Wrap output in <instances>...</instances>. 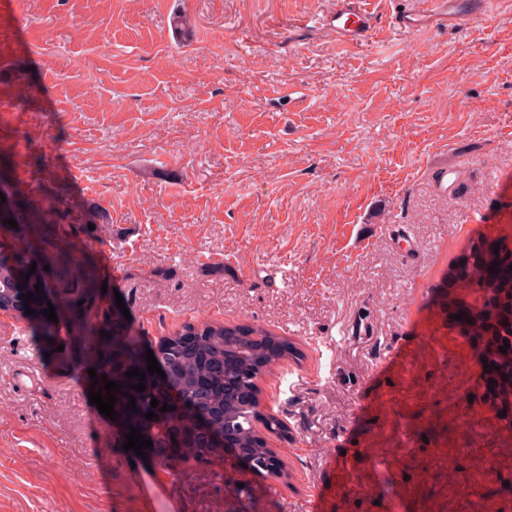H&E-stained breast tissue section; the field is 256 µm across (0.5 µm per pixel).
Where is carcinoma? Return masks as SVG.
<instances>
[{
  "mask_svg": "<svg viewBox=\"0 0 512 512\" xmlns=\"http://www.w3.org/2000/svg\"><path fill=\"white\" fill-rule=\"evenodd\" d=\"M13 153L0 151V227L13 234L12 252L0 260L13 261L19 271L26 273L31 264H36V273L31 278L42 280L44 293L36 302L35 314L22 310L18 317L35 321L47 348L64 346L59 356L92 368L97 375L109 371L110 380L122 385L117 397L156 398L169 402L176 395L184 411L201 418L203 427L210 429L216 438L229 434L231 447L242 451V457L258 459L262 457L260 448L263 442L253 427L257 419V401L246 397L254 388L258 374L252 363L255 360L256 342L245 338L249 333L268 335L262 327L226 326L203 323L193 327L197 342L192 353H187L173 343L160 351L159 365L165 378L156 379L147 374V362L131 344L122 338L105 339L91 334L79 344L70 343L60 336V326L48 321L44 310L48 305L61 310H76L78 299L68 295L64 288H56L45 282L44 267L36 261L37 254L26 237L27 228L38 224H57L65 220L68 212L54 205L44 206L35 199H29L19 187L20 181L14 175ZM15 220L13 228L7 221ZM512 233L499 236L487 242L471 245L470 257L462 258L453 267L448 279L466 290H474L477 296L470 305L460 299L448 303V315L454 318L453 325L459 329L458 335L476 350L478 361H487L489 369L482 377L483 400L488 402L500 417L512 411ZM499 249H494V246ZM499 262L498 272L489 268ZM477 309L475 322L457 320L455 315ZM509 344L507 353L500 347ZM138 368L145 373V384L164 385L157 392H138L132 385L140 382V377L127 378L125 372ZM182 411V412H184ZM182 412H169V418L182 419Z\"/></svg>",
  "mask_w": 512,
  "mask_h": 512,
  "instance_id": "carcinoma-1",
  "label": "carcinoma"
}]
</instances>
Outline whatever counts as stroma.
I'll use <instances>...</instances> for the list:
<instances>
[{"label": "stroma", "mask_w": 512, "mask_h": 512, "mask_svg": "<svg viewBox=\"0 0 512 512\" xmlns=\"http://www.w3.org/2000/svg\"><path fill=\"white\" fill-rule=\"evenodd\" d=\"M366 2L348 45L323 26L337 0H0V93L17 59L39 87L0 103V138L24 185H68L38 245L63 286L106 283L144 350L203 322L290 346L258 380L286 424L278 482L123 451L81 368L0 314V512H308L325 483L329 512H512V454L468 408L477 368L448 328L452 264L512 225V0L415 31L405 0ZM145 473L162 493L134 494Z\"/></svg>", "instance_id": "obj_1"}]
</instances>
